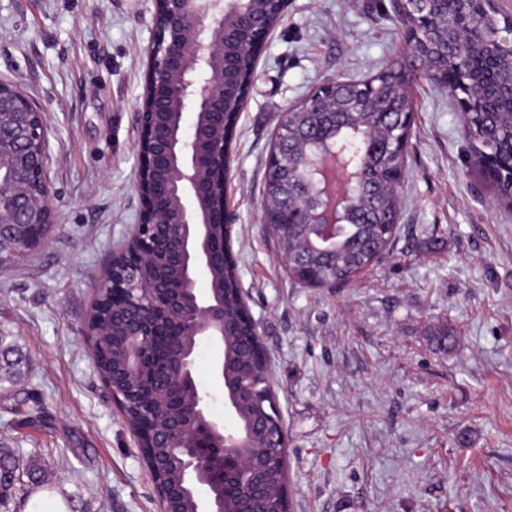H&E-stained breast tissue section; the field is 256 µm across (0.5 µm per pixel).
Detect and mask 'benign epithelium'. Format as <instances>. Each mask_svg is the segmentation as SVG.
<instances>
[{"label": "benign epithelium", "mask_w": 512, "mask_h": 512, "mask_svg": "<svg viewBox=\"0 0 512 512\" xmlns=\"http://www.w3.org/2000/svg\"><path fill=\"white\" fill-rule=\"evenodd\" d=\"M164 4L154 13V33L146 50L145 97L139 113L138 167L134 189L140 197V223L132 225L128 241L146 243L164 234L174 243L179 259L180 287L143 276L144 266H109L97 287L121 288L120 304L112 309L126 315L118 324L103 318L99 335H122L124 370L143 372L153 349L154 317L175 322L184 318L193 327L190 341L172 338L159 374L172 389L190 388L193 400L167 412L169 424L150 438L151 447L166 448L178 461V471L156 493L158 512H175L189 499L194 512H238L225 489L230 480L247 475L253 495L250 512H263L264 502L279 487L265 477L268 455L287 460L286 434L279 416L243 419L238 405L241 389L224 381L230 354L226 339L234 320L224 313V285L217 282L206 294L197 278L215 272L216 249L232 252V225L224 204L228 173L224 172V136L211 133L224 127V83L229 76L225 43L231 33L244 37L255 25L247 0H155ZM483 93L477 84L460 81L454 91L461 117L470 101ZM192 121H187V117ZM43 113L33 109L16 89L0 82V258L15 259L29 249L22 246L24 226L56 223L46 171L49 154ZM375 135L356 130L338 148L306 160L300 182L314 195L297 207L299 224L330 242L335 225L348 210L360 209L358 194L367 179L365 152ZM205 343L214 354L212 371L222 382L224 411L231 424L211 412L212 394L195 377V353ZM218 439L220 447L206 453L198 433Z\"/></svg>", "instance_id": "obj_1"}]
</instances>
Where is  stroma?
Returning a JSON list of instances; mask_svg holds the SVG:
<instances>
[{"instance_id":"stroma-1","label":"stroma","mask_w":512,"mask_h":512,"mask_svg":"<svg viewBox=\"0 0 512 512\" xmlns=\"http://www.w3.org/2000/svg\"><path fill=\"white\" fill-rule=\"evenodd\" d=\"M154 0H0V81L46 117L56 223L0 266V332L25 356L0 391V446L41 459L45 498L0 512H157L134 439L84 339L95 286L141 213L132 187ZM408 49L391 0H287L232 145L227 213L240 285L272 361L294 512H512V208L456 99L409 86L414 119L391 249L331 288L287 272L264 222L289 107ZM452 329L455 345L432 343Z\"/></svg>"}]
</instances>
